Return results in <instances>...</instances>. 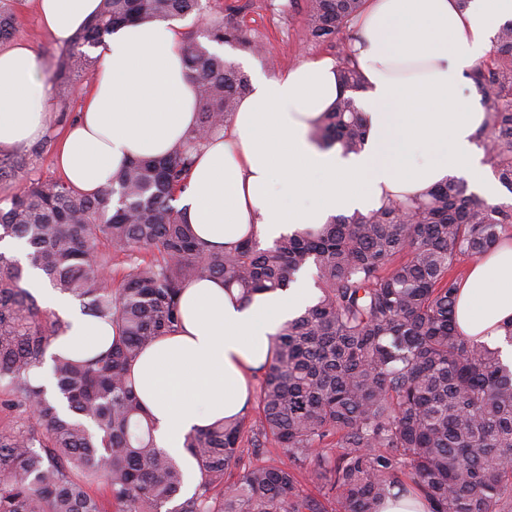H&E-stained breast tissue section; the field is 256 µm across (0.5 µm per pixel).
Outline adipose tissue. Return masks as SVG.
Returning <instances> with one entry per match:
<instances>
[{
	"label": "adipose tissue",
	"mask_w": 512,
	"mask_h": 512,
	"mask_svg": "<svg viewBox=\"0 0 512 512\" xmlns=\"http://www.w3.org/2000/svg\"><path fill=\"white\" fill-rule=\"evenodd\" d=\"M36 2L44 34L64 46L98 14L101 0ZM509 19L512 0H472L465 10L456 0H364L351 43L366 80L364 150L348 154L311 138L339 94L334 61L316 59L275 77L254 72L230 122L196 156L178 201L186 221L219 248L248 237L270 244L342 213L421 195L451 176L497 201L498 186L476 139L486 114L466 74L488 57L499 25ZM181 42L173 21L107 35L96 76L56 157L78 191L96 194L131 161L162 157L196 127V87ZM54 105L45 57L25 42L0 48V149H21L43 137ZM42 290L45 305L67 325L52 352L86 357L108 348L114 336L108 324ZM311 299L312 286L302 276L249 302L217 277L185 286L180 324L137 359L133 375L156 444L187 474L196 472L185 448L188 434L242 412L248 379L265 363L271 337ZM454 318L464 335L502 342V359L512 363V345L502 341L512 323V238L470 263Z\"/></svg>",
	"instance_id": "adipose-tissue-1"
}]
</instances>
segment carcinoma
I'll return each mask as SVG.
<instances>
[{
    "mask_svg": "<svg viewBox=\"0 0 512 512\" xmlns=\"http://www.w3.org/2000/svg\"><path fill=\"white\" fill-rule=\"evenodd\" d=\"M363 0H306L304 36L338 49L341 96L313 138L360 152L368 128L355 94L360 71L347 45ZM239 7L210 0H102L60 53L57 100L77 94L70 71H94L89 49L115 26L194 15L180 45L198 89L199 121L163 158L132 161L95 196L62 179L31 178L0 198V242L27 246L26 263L0 251V512H376L393 490L423 496L430 512H512V368L496 348L462 335L453 310L463 259L512 224V202L489 203L461 179L367 214L340 215L263 247L197 240L174 205L194 147L224 129L247 94L236 65L199 38L261 55ZM15 14L0 0V42ZM487 113L479 131L500 184L512 194V19L490 59L466 73ZM26 158L0 160V180ZM124 257L119 287L102 272ZM115 330L89 359L55 357L57 398L33 373L65 333L24 286L27 268ZM312 272L317 301L285 323L261 368L258 411L191 433L185 448L201 481L181 496L184 471L154 442L132 365L180 320L190 281L218 276L241 298ZM274 442L285 460L240 466L246 435ZM319 495L302 488L303 474Z\"/></svg>",
    "mask_w": 512,
    "mask_h": 512,
    "instance_id": "1",
    "label": "carcinoma"
}]
</instances>
